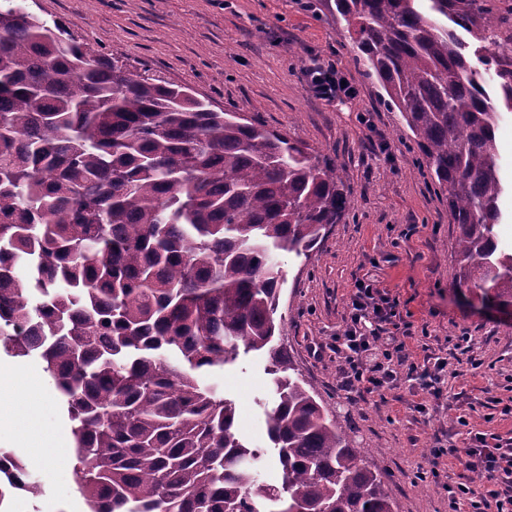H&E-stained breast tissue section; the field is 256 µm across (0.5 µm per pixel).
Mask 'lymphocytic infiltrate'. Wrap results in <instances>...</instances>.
Listing matches in <instances>:
<instances>
[{"label": "lymphocytic infiltrate", "mask_w": 512, "mask_h": 512, "mask_svg": "<svg viewBox=\"0 0 512 512\" xmlns=\"http://www.w3.org/2000/svg\"><path fill=\"white\" fill-rule=\"evenodd\" d=\"M308 88L332 102L355 96L356 90L336 66L314 63L303 69ZM396 312L375 282H358L342 333L327 344L338 360V386L347 398L397 388L401 379L417 381L432 398L443 395L447 359L429 365L411 361L405 344L394 334ZM486 479L478 485L448 487L450 512H512V447L498 436L475 433L466 449Z\"/></svg>", "instance_id": "1"}]
</instances>
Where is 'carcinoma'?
<instances>
[{
    "label": "carcinoma",
    "mask_w": 512,
    "mask_h": 512,
    "mask_svg": "<svg viewBox=\"0 0 512 512\" xmlns=\"http://www.w3.org/2000/svg\"><path fill=\"white\" fill-rule=\"evenodd\" d=\"M0 0V348L63 399L90 512H394L378 466L275 347L283 271L347 208L344 170ZM401 114L457 229L456 284L512 306L498 104L512 0H322ZM263 351L265 451L199 376ZM3 485L40 493L13 456Z\"/></svg>",
    "instance_id": "obj_1"
}]
</instances>
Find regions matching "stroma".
<instances>
[{
	"label": "stroma",
	"mask_w": 512,
	"mask_h": 512,
	"mask_svg": "<svg viewBox=\"0 0 512 512\" xmlns=\"http://www.w3.org/2000/svg\"><path fill=\"white\" fill-rule=\"evenodd\" d=\"M309 0H28L40 18L58 21L80 42L147 75L190 88L214 109L254 117L267 128L306 143L345 171L349 209L309 257L281 253L277 342L326 408L344 419L369 460L380 466L395 512H449L444 484L472 479L467 456L448 458L438 476L418 479L430 451L465 448L473 432L512 439V313L482 304L455 281L456 227L426 169L419 167L410 131L380 99L378 84L354 60L343 29ZM336 64L356 86L353 99L317 98L301 78L313 62ZM386 291L412 361L447 358L445 394L423 398L410 381L347 401L336 386V356L323 345L341 332L358 280ZM469 352L456 350L459 336ZM17 375L36 379L46 394L33 418L15 411L10 391L0 411L20 438L0 439L41 486L39 496L16 493L6 512H89L75 477H49L32 448L71 424L38 357L8 358ZM266 354L240 355L204 374L236 403V431L251 445H268L263 407L272 401ZM426 413H417V402ZM466 425H458L457 416Z\"/></svg>",
	"instance_id": "obj_1"
}]
</instances>
